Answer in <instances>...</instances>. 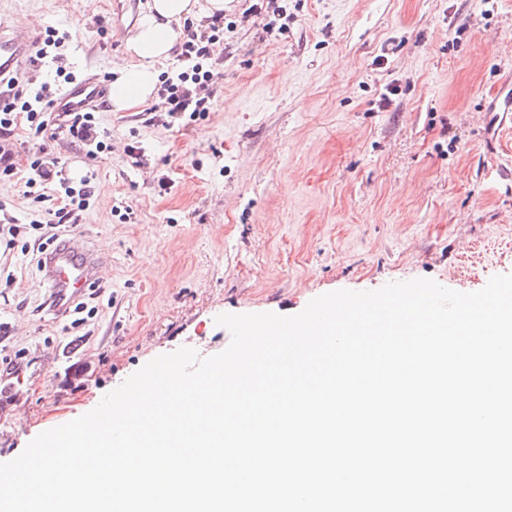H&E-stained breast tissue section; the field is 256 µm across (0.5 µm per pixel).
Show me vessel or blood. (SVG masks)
<instances>
[{"label":"vessel or blood","mask_w":512,"mask_h":512,"mask_svg":"<svg viewBox=\"0 0 512 512\" xmlns=\"http://www.w3.org/2000/svg\"><path fill=\"white\" fill-rule=\"evenodd\" d=\"M39 49L35 34L19 33L12 17H0V108L9 104L14 90L33 71ZM111 84L105 76L74 78L52 105L56 112H95L107 107ZM100 258L89 248L81 228H73L64 246L47 256L44 280L53 293L54 310L64 313L73 300L89 288L99 275ZM28 377L26 365H18L0 378V398L20 393Z\"/></svg>","instance_id":"1"}]
</instances>
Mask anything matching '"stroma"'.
I'll return each instance as SVG.
<instances>
[{
	"label": "stroma",
	"mask_w": 512,
	"mask_h": 512,
	"mask_svg": "<svg viewBox=\"0 0 512 512\" xmlns=\"http://www.w3.org/2000/svg\"><path fill=\"white\" fill-rule=\"evenodd\" d=\"M226 0L211 109L165 127L150 104L98 113L111 151L10 141L0 201L18 223L40 148L94 172L80 225L102 259L73 324L20 250L0 243V372L33 379L0 404V463L93 410L157 356L231 343L223 313L294 315L315 297L427 278L459 292L512 273V133L489 103L512 69V0ZM147 0H0L37 35L68 32L64 67L111 75ZM390 93L388 109L378 107ZM139 147L133 164L127 146Z\"/></svg>",
	"instance_id": "obj_1"
}]
</instances>
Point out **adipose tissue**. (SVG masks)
Listing matches in <instances>:
<instances>
[{"label":"adipose tissue","instance_id":"1","mask_svg":"<svg viewBox=\"0 0 512 512\" xmlns=\"http://www.w3.org/2000/svg\"><path fill=\"white\" fill-rule=\"evenodd\" d=\"M223 11L224 0H150L147 12L127 41L129 59L116 68L113 110L122 111L153 97L158 81L156 65L169 58L185 19Z\"/></svg>","mask_w":512,"mask_h":512}]
</instances>
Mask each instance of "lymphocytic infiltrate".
Instances as JSON below:
<instances>
[{"instance_id": "1", "label": "lymphocytic infiltrate", "mask_w": 512, "mask_h": 512, "mask_svg": "<svg viewBox=\"0 0 512 512\" xmlns=\"http://www.w3.org/2000/svg\"><path fill=\"white\" fill-rule=\"evenodd\" d=\"M224 37L222 17L212 19L208 30L189 32L181 44L178 57L183 69L176 76L166 78L159 90V109L171 120L184 115H203L209 109L208 97L201 90L210 79V60L213 46ZM45 98L37 92L33 101L10 104L0 112V136L9 135L17 123H25L34 135L46 134L52 123L50 113L39 109ZM31 177L25 183L27 197L45 204L46 221L35 220L28 224H4L0 237H7L9 245L20 246L22 251L37 248L40 254L60 244L66 228L76 225L94 197L96 187L92 176H84L79 186H72L63 163L46 156H33L30 163Z\"/></svg>"}]
</instances>
